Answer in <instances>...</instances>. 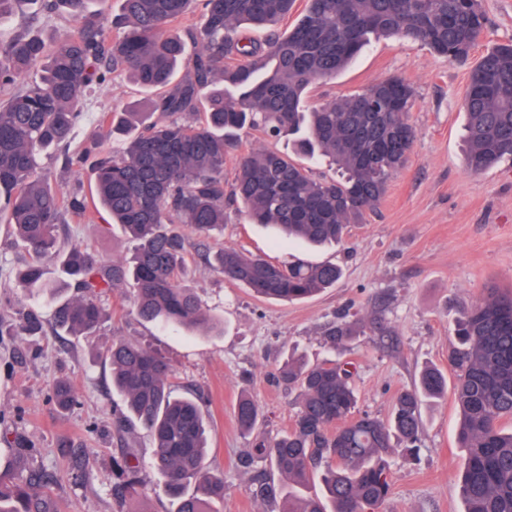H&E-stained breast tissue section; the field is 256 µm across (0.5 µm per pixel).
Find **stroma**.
Segmentation results:
<instances>
[{"label": "stroma", "instance_id": "35a3bbf8", "mask_svg": "<svg viewBox=\"0 0 512 512\" xmlns=\"http://www.w3.org/2000/svg\"><path fill=\"white\" fill-rule=\"evenodd\" d=\"M482 5L489 24L480 49L512 41V0H482ZM469 74L468 66L405 40L374 39L345 71L311 88L308 102L314 105L393 76L411 82L417 91L410 112L416 138L409 162L392 177L379 209L364 223L351 225L338 244L283 246L271 229L230 212L223 232L209 239V251L234 247L280 264L330 261L343 276L335 287L309 299L261 300L191 252L181 285L193 289L203 311L219 322L211 335L139 321L127 289L97 297L104 320L95 335L75 336L49 326L34 336L14 335L19 312L50 317L78 291L55 266L47 274L52 290L18 287L14 273L21 255L7 224L0 223V468L9 464L17 471L53 475L54 484L44 492L58 512H175L177 504L163 491L150 464L152 444L144 437L136 448L141 461L137 494L121 501L112 494L114 462L126 439L113 425L122 401L112 390L103 357L116 336L165 356L176 396L200 394L209 423L206 464L224 475L218 512H272L248 493L265 465L241 466L248 440L235 407L241 395H248L262 409L261 433L273 437L286 429L296 398L279 373L288 354L353 363L358 413L389 419L397 395L422 367L447 370L459 310L479 302L489 285H512V164L480 174L465 167L462 100ZM143 98L124 75L92 92L82 102L85 119L69 151L94 140L101 155L118 152L120 141L98 125L97 116ZM68 153L59 151L44 161L53 188L91 196L89 172L71 168ZM60 235L105 260L130 258L136 248L102 209L68 215ZM355 320L363 323V333L341 345L328 341L330 328ZM59 381L78 396L67 411L48 398ZM421 420L419 456L392 454V490L378 512H463L455 482L463 452L455 444L453 399L424 401Z\"/></svg>", "mask_w": 512, "mask_h": 512}]
</instances>
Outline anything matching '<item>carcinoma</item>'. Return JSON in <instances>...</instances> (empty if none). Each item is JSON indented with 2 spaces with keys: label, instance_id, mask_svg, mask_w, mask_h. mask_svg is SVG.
I'll list each match as a JSON object with an SVG mask.
<instances>
[{
  "label": "carcinoma",
  "instance_id": "1",
  "mask_svg": "<svg viewBox=\"0 0 512 512\" xmlns=\"http://www.w3.org/2000/svg\"><path fill=\"white\" fill-rule=\"evenodd\" d=\"M90 2L36 0L38 14L64 10L75 22L50 43L28 28L0 39V220L11 225L13 244L24 253L16 282L44 288L47 265L59 263L83 296L59 306L49 323L81 336L101 323L94 298L124 288L133 290L143 322L216 328L179 277L188 235L208 237L230 210L273 227L286 241L340 243L350 225L377 210L390 178L404 169L415 139L409 114L416 91L391 77L311 107V86L343 71L372 37L402 38L465 63L487 25L480 0H201L202 24L181 36L170 29L192 0H121L108 37L103 14ZM293 14L296 21L282 30ZM243 24L265 27L264 38L252 40ZM36 66L40 78L25 81ZM115 74L128 75L148 94L135 112L99 116L122 139L120 154L92 162L84 150L68 159L76 168L91 163L97 199L137 241L131 259L103 264L89 249L60 242L67 215L85 212L88 202L77 192L53 190L39 159L72 140L84 118L82 99ZM462 110L467 169L478 174L511 162V41L487 49L471 68ZM251 131L294 137L296 157L267 147L241 151L242 134ZM304 158L328 160L337 175L314 174ZM215 262L225 278L276 301L310 298L342 276L333 263L275 264L236 248L218 250ZM21 319L17 335L42 332L36 312L24 311ZM359 329L358 321L340 323L328 337L340 343ZM455 335L448 354L453 386L440 369H422L386 421L355 416L352 363L289 358L281 374L298 394L286 430L273 438L256 432L260 407L248 396L236 407L238 426L251 436L244 464L267 462L288 480L285 494L270 476L256 480L249 495L279 512H377L391 493L392 440L419 457L422 402L450 390L456 447L464 451V512H512V290L487 289L480 303L461 310ZM105 359L125 408L115 428L129 423L151 438V465L176 512H215L212 504L224 500V476L205 463L201 404L173 396L170 364L140 341L113 338ZM51 399L67 410L77 395L58 384ZM115 469V496L137 494V455L126 452ZM315 476L323 495L303 494ZM49 480L35 470L0 473V512H52V502L35 491Z\"/></svg>",
  "mask_w": 512,
  "mask_h": 512
}]
</instances>
